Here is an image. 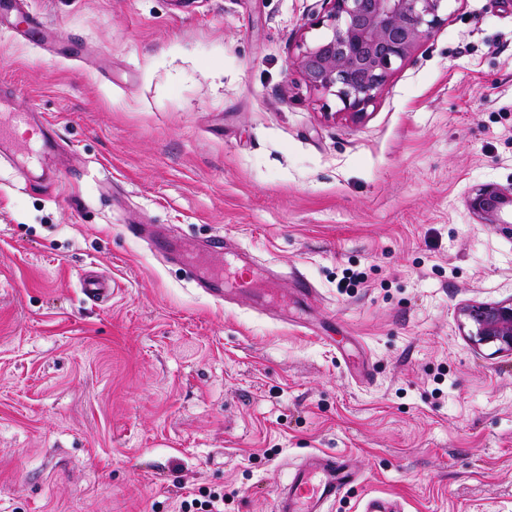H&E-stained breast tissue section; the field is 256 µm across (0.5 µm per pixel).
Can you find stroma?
I'll return each mask as SVG.
<instances>
[{
	"instance_id": "1",
	"label": "stroma",
	"mask_w": 512,
	"mask_h": 512,
	"mask_svg": "<svg viewBox=\"0 0 512 512\" xmlns=\"http://www.w3.org/2000/svg\"><path fill=\"white\" fill-rule=\"evenodd\" d=\"M0 19V512H273L316 450L405 512H512V357L460 327L512 298V0H448L358 121L295 64L320 0H27ZM216 235L281 283L208 297L129 226ZM111 300L80 290L86 273ZM312 287L295 302V277ZM21 0H1L0 1V15L2 13L13 14L16 18V24L14 28L19 31L26 33L28 30H38L41 32L48 31V28L40 25L38 21L21 6ZM23 25L24 28H20ZM18 120L15 122V125L13 126L11 130V137H18L16 135V129L20 125L25 126L27 129L24 133L22 138H32L36 137L39 140H47L50 136V128L49 125L46 122L31 119L27 115H20ZM467 206L483 224H493L495 227L498 224H510L512 186L483 185L468 197ZM190 495L182 498L179 502V512H192V508L204 509L206 512H223L224 511V490L222 492H211L207 495V500L198 502L196 498L189 500Z\"/></svg>"
}]
</instances>
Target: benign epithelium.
<instances>
[{
    "label": "benign epithelium",
    "mask_w": 512,
    "mask_h": 512,
    "mask_svg": "<svg viewBox=\"0 0 512 512\" xmlns=\"http://www.w3.org/2000/svg\"><path fill=\"white\" fill-rule=\"evenodd\" d=\"M447 0H322L312 25L325 35L296 59L310 87L336 97L339 113L360 119L386 83L392 66L448 21ZM469 210L484 224L512 222V186L474 190ZM465 336L476 347L512 355V299L462 310Z\"/></svg>",
    "instance_id": "1"
}]
</instances>
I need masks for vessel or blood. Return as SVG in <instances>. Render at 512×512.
Returning <instances> with one entry per match:
<instances>
[{"mask_svg": "<svg viewBox=\"0 0 512 512\" xmlns=\"http://www.w3.org/2000/svg\"><path fill=\"white\" fill-rule=\"evenodd\" d=\"M2 13L14 15L17 25L25 29L39 27L38 21L22 8L21 0H0ZM152 241L157 253L192 269L197 282L216 299H223L224 287L228 284L242 293L252 292L257 286L259 272L256 265L244 253L229 251L224 236H214L188 251L182 250L173 238L160 231L153 234ZM214 255L226 256L225 271L206 270L209 257ZM356 481L348 456L323 451L308 454L277 489L274 512H326L327 507Z\"/></svg>", "mask_w": 512, "mask_h": 512, "instance_id": "vessel-or-blood-1", "label": "vessel or blood"}]
</instances>
